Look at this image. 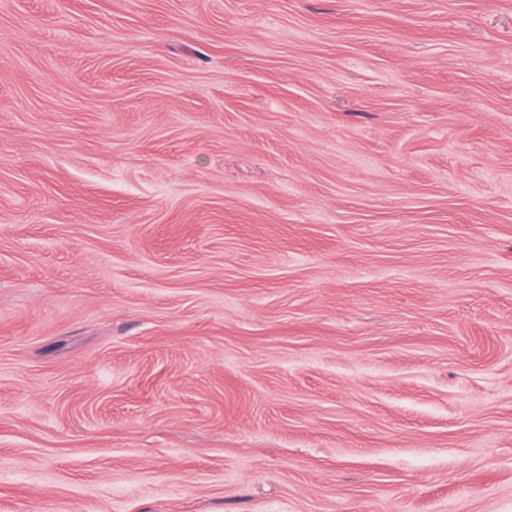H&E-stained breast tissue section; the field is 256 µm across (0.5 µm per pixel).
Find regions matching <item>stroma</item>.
<instances>
[{
  "instance_id": "35a3bbf8",
  "label": "stroma",
  "mask_w": 512,
  "mask_h": 512,
  "mask_svg": "<svg viewBox=\"0 0 512 512\" xmlns=\"http://www.w3.org/2000/svg\"><path fill=\"white\" fill-rule=\"evenodd\" d=\"M0 512H512V0H0Z\"/></svg>"
}]
</instances>
